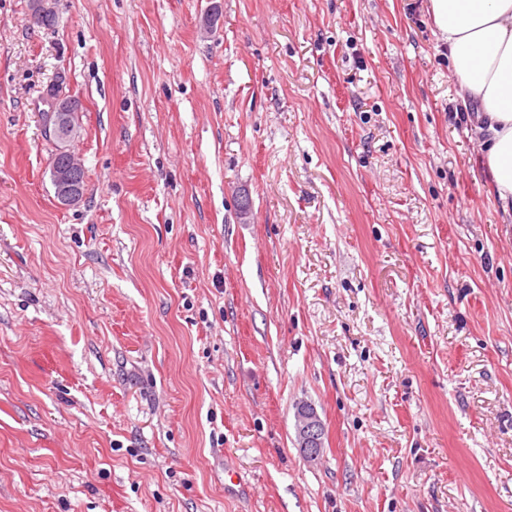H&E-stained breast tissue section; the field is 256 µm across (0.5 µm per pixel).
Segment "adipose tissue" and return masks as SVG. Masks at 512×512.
I'll return each instance as SVG.
<instances>
[{"instance_id": "obj_1", "label": "adipose tissue", "mask_w": 512, "mask_h": 512, "mask_svg": "<svg viewBox=\"0 0 512 512\" xmlns=\"http://www.w3.org/2000/svg\"><path fill=\"white\" fill-rule=\"evenodd\" d=\"M503 210L512 211V0H429Z\"/></svg>"}]
</instances>
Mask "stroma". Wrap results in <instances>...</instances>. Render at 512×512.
<instances>
[{
    "mask_svg": "<svg viewBox=\"0 0 512 512\" xmlns=\"http://www.w3.org/2000/svg\"><path fill=\"white\" fill-rule=\"evenodd\" d=\"M428 4L0 0V512H512V220ZM50 125L52 132L57 138L66 137L73 126V119L79 107L71 98H56L47 101ZM64 151L59 150L54 155V159L59 162L64 160ZM51 159L49 163L51 182L56 191V198L60 205L71 206L82 200L85 193V186L81 178H76L77 173L84 170L81 162L75 155L69 156L63 163ZM83 181L86 183L85 170L83 171ZM295 420L297 438L303 454L308 461H314L323 451L320 444L324 436V426L316 410L307 404L298 406Z\"/></svg>",
    "mask_w": 512,
    "mask_h": 512,
    "instance_id": "obj_1",
    "label": "stroma"
}]
</instances>
